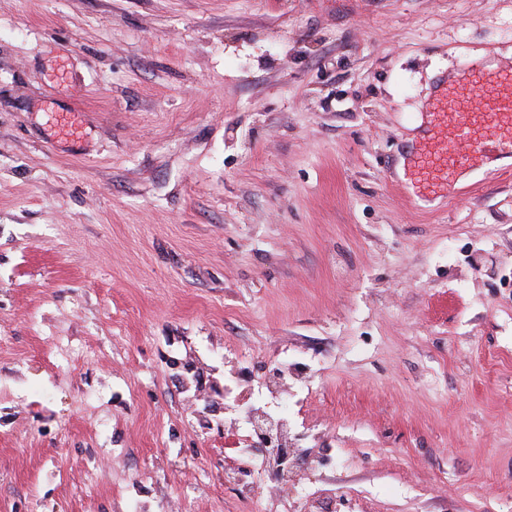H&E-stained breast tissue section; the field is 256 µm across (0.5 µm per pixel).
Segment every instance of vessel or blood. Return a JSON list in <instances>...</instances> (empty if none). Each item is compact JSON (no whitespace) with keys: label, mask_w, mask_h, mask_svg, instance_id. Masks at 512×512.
I'll return each instance as SVG.
<instances>
[{"label":"vessel or blood","mask_w":512,"mask_h":512,"mask_svg":"<svg viewBox=\"0 0 512 512\" xmlns=\"http://www.w3.org/2000/svg\"><path fill=\"white\" fill-rule=\"evenodd\" d=\"M426 137L410 164L415 201L456 191L454 169L488 145L512 153V69L470 65L429 105Z\"/></svg>","instance_id":"b4317fda"}]
</instances>
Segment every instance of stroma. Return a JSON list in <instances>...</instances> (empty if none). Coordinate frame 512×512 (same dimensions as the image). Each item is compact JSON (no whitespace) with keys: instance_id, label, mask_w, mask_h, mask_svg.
Returning <instances> with one entry per match:
<instances>
[{"instance_id":"stroma-1","label":"stroma","mask_w":512,"mask_h":512,"mask_svg":"<svg viewBox=\"0 0 512 512\" xmlns=\"http://www.w3.org/2000/svg\"><path fill=\"white\" fill-rule=\"evenodd\" d=\"M512 0H0V512H512V164L415 205ZM280 357L319 470L225 486Z\"/></svg>"}]
</instances>
